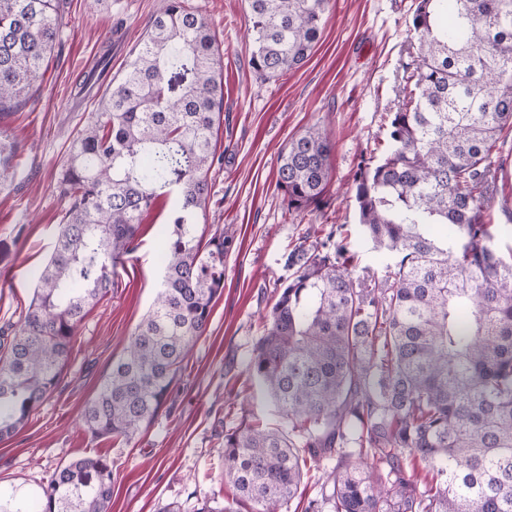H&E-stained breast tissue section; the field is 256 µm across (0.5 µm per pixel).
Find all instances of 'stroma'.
I'll return each mask as SVG.
<instances>
[{"mask_svg":"<svg viewBox=\"0 0 512 512\" xmlns=\"http://www.w3.org/2000/svg\"><path fill=\"white\" fill-rule=\"evenodd\" d=\"M159 0H60L61 36L27 103L0 117V128L26 146L25 164L0 192V328L18 323L51 255L63 215L56 184L63 159L99 97L79 99L75 87L104 50L108 77L119 80L142 43ZM212 24L223 52L224 122L210 172V228L231 239L224 254V291L209 325L178 372L154 422L134 439L98 438L81 422L85 403L124 352L151 306L161 277L158 231L172 208L160 199L143 218L136 250L113 269L112 288L81 323L61 379L27 425L0 440V493L29 499L62 464L81 457L112 463V512H162L200 503L223 508L232 489L222 480L226 430L248 420L282 421L249 376L246 361L264 331L275 290L288 276L287 258L302 235L323 237L344 225L358 259L354 278L382 279L394 258L361 237L349 193L361 157L386 136L398 97V67L410 46L414 0H330L322 38L298 69L276 80L249 66L245 0H189ZM324 122L334 145L329 205L288 212L275 189L278 155L306 127ZM490 215L496 247L512 254V132L500 143Z\"/></svg>","mask_w":512,"mask_h":512,"instance_id":"35a3bbf8","label":"stroma"}]
</instances>
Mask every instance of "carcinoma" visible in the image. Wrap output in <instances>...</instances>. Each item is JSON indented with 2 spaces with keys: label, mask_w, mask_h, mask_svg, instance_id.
<instances>
[{
  "label": "carcinoma",
  "mask_w": 512,
  "mask_h": 512,
  "mask_svg": "<svg viewBox=\"0 0 512 512\" xmlns=\"http://www.w3.org/2000/svg\"><path fill=\"white\" fill-rule=\"evenodd\" d=\"M59 0H0V112L21 106L60 40ZM329 0H247L249 64L265 80L299 68ZM415 51L401 63L380 153L361 157L352 193L361 235L395 254L384 278L356 280L342 227L288 256L247 363L288 425L224 432V512H282L310 464L327 478L302 512H512V253L494 246L493 152L512 131V0H417ZM109 56L79 83L89 94ZM224 92L208 19L161 0L123 77L69 147L54 251L0 341V439L56 387L77 330L136 248L143 215L174 196L163 276L83 421L130 440L166 403L224 288V231L206 236L209 172ZM333 145L314 123L280 151L288 211L322 210ZM25 145L0 129V187ZM112 464L60 466L40 506L0 512H110Z\"/></svg>",
  "instance_id": "1"
}]
</instances>
